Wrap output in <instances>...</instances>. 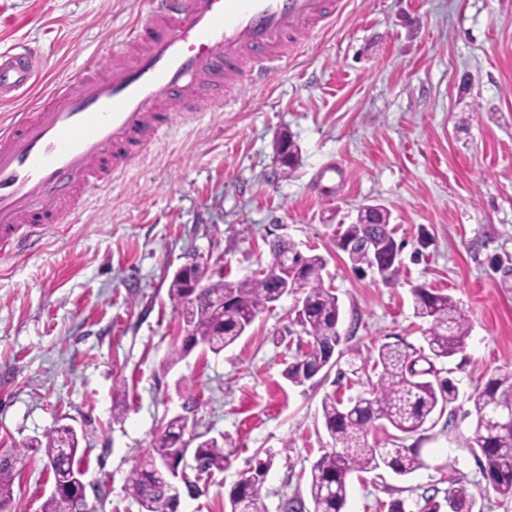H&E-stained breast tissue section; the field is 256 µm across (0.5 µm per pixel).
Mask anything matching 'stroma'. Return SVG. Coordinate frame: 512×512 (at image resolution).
<instances>
[{"mask_svg": "<svg viewBox=\"0 0 512 512\" xmlns=\"http://www.w3.org/2000/svg\"><path fill=\"white\" fill-rule=\"evenodd\" d=\"M147 2L0 0V49L30 46L45 65L29 95L0 103V119L119 46ZM233 95L226 110L173 112L169 131L67 223L0 252V454L25 450L23 512H40L53 486L34 444L61 426L85 451L89 512H140L131 470L176 416L185 440L218 439L231 459L212 473L187 459L199 494L180 512H230L231 488L264 460L268 512L306 498L332 448L322 400L361 388L334 369L301 386L284 378L288 354L308 343L291 317L301 292L220 353L171 358L187 332L168 296L173 274L197 262L245 278L278 238L325 256L342 345L366 362L385 343L424 346L415 287L451 295L471 327L445 364L456 402L406 440L424 467L353 474L346 512L446 490L453 471L475 512H503L465 442L476 388L512 372V0H347L300 57ZM285 133L298 148L291 167L278 155ZM370 205L389 211L403 245L391 282L336 247Z\"/></svg>", "mask_w": 512, "mask_h": 512, "instance_id": "1", "label": "stroma"}]
</instances>
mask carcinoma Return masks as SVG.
Here are the masks:
<instances>
[{"mask_svg":"<svg viewBox=\"0 0 512 512\" xmlns=\"http://www.w3.org/2000/svg\"><path fill=\"white\" fill-rule=\"evenodd\" d=\"M339 239L350 244L349 259L354 268L387 266L382 275L392 280L399 272V244L389 228L387 215L381 211L360 212L357 221L347 225ZM270 254L291 252L292 266L284 276L273 264L241 280H229L219 274L195 299H188L184 280L174 276L168 288L170 299L184 307L189 327L188 341L172 356L179 359L191 347L202 344L218 353L234 344L265 309L274 306L284 294L281 285L289 280L306 289L301 309L294 322L310 337V348L291 358L283 376L302 385L325 368L333 367L332 353L341 344L336 331L340 308L331 287L325 286L321 271L327 260L319 254L303 253L290 242L277 239L269 243ZM417 317L426 320L425 340L428 353L409 351L398 344L378 349L373 367L380 368L371 389L346 401L326 395L322 402L325 428L333 441L311 468L307 493L313 512H342L349 480L354 473H364L385 466L399 476H409L424 467L419 449L403 441L425 430L435 415H441L455 402L458 389L449 378L440 377L442 364L462 352L469 336L465 314L451 296L418 287L413 290ZM474 420L467 447L485 459L483 478L499 496L500 506H512V427L498 422L497 411L512 404V373L492 377L472 396ZM391 426L398 431L385 443H369L368 436L377 427ZM185 421L177 416L159 430L151 451L136 463L130 478V491L142 512H177L179 501L170 482L166 465L189 445L183 439ZM75 430L62 426L37 442L53 472L54 481L63 488L66 499L48 497L41 512H82L85 498L71 491L72 472H86L84 455L79 453ZM16 450L0 455V512H19L14 498V457ZM193 456L199 469L219 471L230 465V457L217 439L197 444ZM267 463H259L232 489L231 512H266L263 486ZM451 512H473L474 500L458 478L448 480L443 500L437 495H421L417 501L395 499L388 512H438L441 503Z\"/></svg>","mask_w":512,"mask_h":512,"instance_id":"1","label":"carcinoma"}]
</instances>
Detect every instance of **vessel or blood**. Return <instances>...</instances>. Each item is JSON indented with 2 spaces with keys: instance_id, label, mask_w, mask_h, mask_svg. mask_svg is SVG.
Masks as SVG:
<instances>
[{
  "instance_id": "obj_1",
  "label": "vessel or blood",
  "mask_w": 512,
  "mask_h": 512,
  "mask_svg": "<svg viewBox=\"0 0 512 512\" xmlns=\"http://www.w3.org/2000/svg\"><path fill=\"white\" fill-rule=\"evenodd\" d=\"M343 0H149L118 51L88 60L0 124V249L63 224L169 125L168 113L226 108L251 63L300 54ZM32 51L0 52V100L32 89Z\"/></svg>"
}]
</instances>
